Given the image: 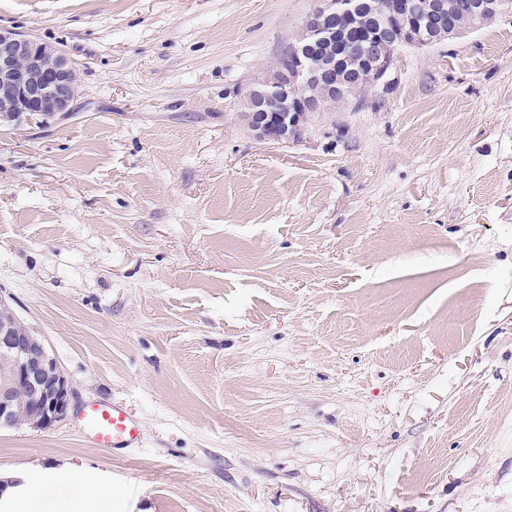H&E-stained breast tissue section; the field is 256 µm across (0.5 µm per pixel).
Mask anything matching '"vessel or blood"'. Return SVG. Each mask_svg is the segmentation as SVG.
I'll return each instance as SVG.
<instances>
[{
  "mask_svg": "<svg viewBox=\"0 0 512 512\" xmlns=\"http://www.w3.org/2000/svg\"><path fill=\"white\" fill-rule=\"evenodd\" d=\"M85 426L88 441L99 448H133L141 440L138 418L119 402H95L87 406Z\"/></svg>",
  "mask_w": 512,
  "mask_h": 512,
  "instance_id": "vessel-or-blood-1",
  "label": "vessel or blood"
}]
</instances>
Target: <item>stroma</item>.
Here are the masks:
<instances>
[{
  "instance_id": "1",
  "label": "stroma",
  "mask_w": 512,
  "mask_h": 512,
  "mask_svg": "<svg viewBox=\"0 0 512 512\" xmlns=\"http://www.w3.org/2000/svg\"><path fill=\"white\" fill-rule=\"evenodd\" d=\"M316 0H0L74 112L0 129V297L74 390L0 429L117 512H512V13L300 141L241 117ZM119 399L141 446L87 444Z\"/></svg>"
}]
</instances>
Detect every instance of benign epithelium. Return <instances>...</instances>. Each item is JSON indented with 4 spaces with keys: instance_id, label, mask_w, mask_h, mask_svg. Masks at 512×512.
Listing matches in <instances>:
<instances>
[{
    "instance_id": "1",
    "label": "benign epithelium",
    "mask_w": 512,
    "mask_h": 512,
    "mask_svg": "<svg viewBox=\"0 0 512 512\" xmlns=\"http://www.w3.org/2000/svg\"><path fill=\"white\" fill-rule=\"evenodd\" d=\"M512 11V0H319L276 70L242 101L260 141L300 138L307 118L365 88H388L402 46H432ZM78 70L63 50L0 28V124L18 127L73 111ZM0 428L49 429L73 392L46 340L0 298Z\"/></svg>"
}]
</instances>
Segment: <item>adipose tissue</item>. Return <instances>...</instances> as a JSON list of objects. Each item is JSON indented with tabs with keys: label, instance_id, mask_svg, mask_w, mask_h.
<instances>
[{
	"label": "adipose tissue",
	"instance_id": "obj_1",
	"mask_svg": "<svg viewBox=\"0 0 512 512\" xmlns=\"http://www.w3.org/2000/svg\"><path fill=\"white\" fill-rule=\"evenodd\" d=\"M111 488L88 482L72 471L30 484L18 512H112Z\"/></svg>",
	"mask_w": 512,
	"mask_h": 512
}]
</instances>
